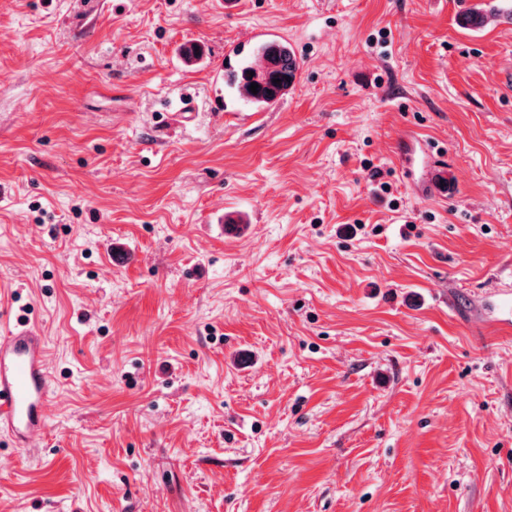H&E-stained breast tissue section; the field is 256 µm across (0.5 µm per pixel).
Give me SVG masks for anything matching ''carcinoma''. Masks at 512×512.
I'll return each instance as SVG.
<instances>
[{"label": "carcinoma", "mask_w": 512, "mask_h": 512, "mask_svg": "<svg viewBox=\"0 0 512 512\" xmlns=\"http://www.w3.org/2000/svg\"><path fill=\"white\" fill-rule=\"evenodd\" d=\"M507 15L512 21V6L482 4L461 15V24L480 29L496 17ZM238 61L226 68L224 85L232 90V100L251 109H263L283 97L291 89L300 71V62L286 42L274 46L256 43L246 49L236 50ZM280 83H275V80ZM258 84V93L250 91Z\"/></svg>", "instance_id": "cac0c4a2"}]
</instances>
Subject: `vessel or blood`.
<instances>
[{
  "mask_svg": "<svg viewBox=\"0 0 512 512\" xmlns=\"http://www.w3.org/2000/svg\"><path fill=\"white\" fill-rule=\"evenodd\" d=\"M497 321L512 324V284L498 288ZM51 398V377L46 367L42 336L22 327L0 334V432L15 448L27 451L33 435L42 430Z\"/></svg>",
  "mask_w": 512,
  "mask_h": 512,
  "instance_id": "vessel-or-blood-1",
  "label": "vessel or blood"
}]
</instances>
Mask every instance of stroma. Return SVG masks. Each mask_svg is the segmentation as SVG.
Masks as SVG:
<instances>
[{
  "mask_svg": "<svg viewBox=\"0 0 512 512\" xmlns=\"http://www.w3.org/2000/svg\"><path fill=\"white\" fill-rule=\"evenodd\" d=\"M478 2L0 0V330L55 389L0 512H512V23ZM257 27L301 69L244 112ZM496 2H510V7L504 8L498 4H481L479 7L472 8L461 15L460 21L463 26L480 29L488 24L491 19L501 17L506 11L507 19L512 21V1L496 0ZM504 282L493 295L497 300L498 317L496 322L511 327L512 324V279Z\"/></svg>",
  "mask_w": 512,
  "mask_h": 512,
  "instance_id": "1",
  "label": "stroma"
}]
</instances>
